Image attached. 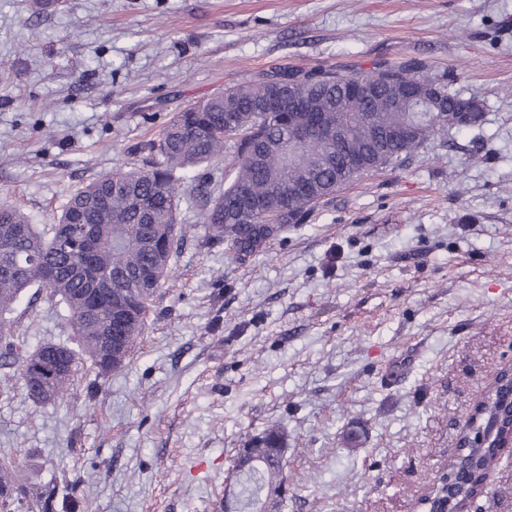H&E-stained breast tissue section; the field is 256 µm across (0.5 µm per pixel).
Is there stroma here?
Wrapping results in <instances>:
<instances>
[{
    "instance_id": "stroma-1",
    "label": "stroma",
    "mask_w": 512,
    "mask_h": 512,
    "mask_svg": "<svg viewBox=\"0 0 512 512\" xmlns=\"http://www.w3.org/2000/svg\"><path fill=\"white\" fill-rule=\"evenodd\" d=\"M0 0V202L56 223L176 112L271 70L419 59L484 104L479 125L364 175L228 257L186 236L125 366L38 404L0 367V458L40 512H219L241 448L285 434L281 512H423L474 402L512 363V0ZM27 348L69 342L63 305L20 303ZM98 381L96 397L87 385ZM469 512H512V449Z\"/></svg>"
}]
</instances>
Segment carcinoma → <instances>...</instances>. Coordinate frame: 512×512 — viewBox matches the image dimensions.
Instances as JSON below:
<instances>
[{"mask_svg": "<svg viewBox=\"0 0 512 512\" xmlns=\"http://www.w3.org/2000/svg\"><path fill=\"white\" fill-rule=\"evenodd\" d=\"M414 88L432 90L440 102L434 112L421 110L406 95ZM299 98L316 114L317 127L293 139L291 110L263 111L275 96ZM482 101L448 90L421 62L376 64L347 75L325 69H278L261 80L227 88L202 104L186 106L158 137L137 147L142 164L101 175L75 192L55 224H33L19 207L0 204V361L16 364L30 396L46 402L64 395L87 361L107 374L103 339L112 337L123 366L144 335L155 298L172 274L184 240L176 224V207L186 181L208 188L199 174L207 164L231 157L230 182L209 195L203 211L208 240L226 243L233 260L244 262L268 239L309 214L339 188L375 174L415 149L448 138L481 121ZM405 127L404 138L390 132ZM361 161L348 167L345 158ZM263 205L243 212L238 196ZM44 290L63 304L77 348L44 343L26 352L9 336L11 314L30 288ZM68 366L57 367L56 356ZM492 432L498 424L495 405L482 404L469 423ZM257 447L261 458L241 473L239 512H269L282 501L277 491L288 481L285 437L267 427ZM461 464L475 480L458 485L460 500L473 502L488 493L484 480L501 459L499 448H466ZM0 466V507L8 509L16 486Z\"/></svg>", "mask_w": 512, "mask_h": 512, "instance_id": "1", "label": "carcinoma"}]
</instances>
